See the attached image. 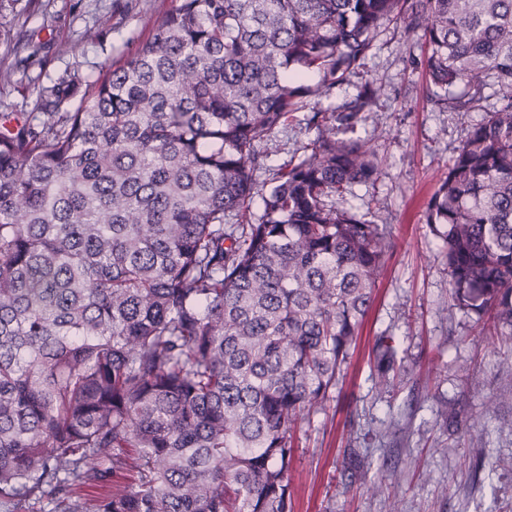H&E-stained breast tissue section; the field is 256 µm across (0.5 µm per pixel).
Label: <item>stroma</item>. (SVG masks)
I'll return each instance as SVG.
<instances>
[{
	"instance_id": "1",
	"label": "stroma",
	"mask_w": 512,
	"mask_h": 512,
	"mask_svg": "<svg viewBox=\"0 0 512 512\" xmlns=\"http://www.w3.org/2000/svg\"><path fill=\"white\" fill-rule=\"evenodd\" d=\"M178 0H0V114L34 112L42 88L75 79L73 112L109 68L150 37ZM426 47L402 28L378 36L359 74L320 97L335 109L365 80L382 85L372 121L354 138L378 155L374 183L354 186L344 207L387 225L393 248L376 283L346 378L326 408L299 425L289 473L293 512H512V336L488 337L450 296L448 258L425 222L426 204L456 149L497 99L449 109L459 82L428 97ZM304 113L264 144L258 182L307 152ZM393 336L389 391L375 386L371 346Z\"/></svg>"
}]
</instances>
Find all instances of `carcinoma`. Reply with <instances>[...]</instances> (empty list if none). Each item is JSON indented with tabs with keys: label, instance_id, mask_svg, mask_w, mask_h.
<instances>
[{
	"label": "carcinoma",
	"instance_id": "obj_1",
	"mask_svg": "<svg viewBox=\"0 0 512 512\" xmlns=\"http://www.w3.org/2000/svg\"><path fill=\"white\" fill-rule=\"evenodd\" d=\"M388 24L424 42L435 86L498 96L425 219L457 305L512 335V0H180L77 111L62 83L40 118H0L5 512H292V433L349 364L390 249L338 204L378 172L336 131L380 87L317 97ZM305 111L310 153L259 184L260 145ZM373 354L383 390L392 337Z\"/></svg>",
	"mask_w": 512,
	"mask_h": 512
}]
</instances>
